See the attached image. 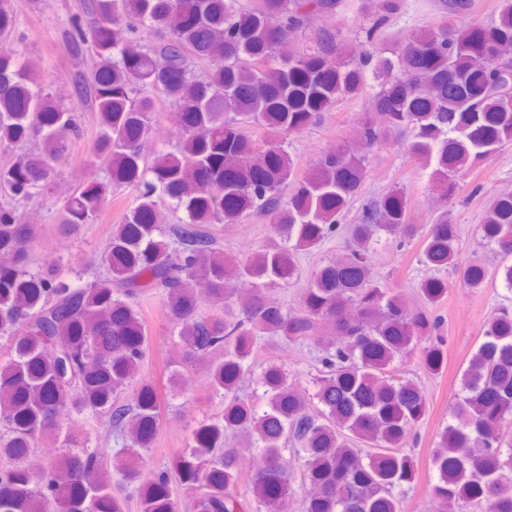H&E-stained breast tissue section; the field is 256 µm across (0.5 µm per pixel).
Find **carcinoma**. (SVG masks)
<instances>
[{"label":"carcinoma","mask_w":512,"mask_h":512,"mask_svg":"<svg viewBox=\"0 0 512 512\" xmlns=\"http://www.w3.org/2000/svg\"><path fill=\"white\" fill-rule=\"evenodd\" d=\"M399 0H356V33L371 49L355 56L338 31L320 28L297 44L313 17L334 19L347 0H78L60 39L75 64L74 96L98 114L94 152L111 180L92 178L67 198L62 222L94 223L115 187L135 191L103 249V271L74 279L38 262V226L16 203L37 197L77 132L73 109L38 86L24 54L1 45L15 30L0 0V147L30 139L37 150L0 165V512H125L118 487H132L141 512H288L295 495L288 454L304 468L302 512H402L395 490L416 478L402 451L427 412L421 385L400 373L420 353L424 369L445 365L435 312L448 294L440 272L471 288L481 263L459 261L460 228L448 199L466 172L512 143V0L487 27L441 24L398 40L391 55L372 45ZM461 17L470 0H442ZM376 84L355 144L322 152L306 174L283 140L321 113ZM177 129L172 150L146 159L158 102ZM409 131L407 149L430 169L444 209L427 231L410 222L405 195L387 191L344 223L369 151ZM183 212L164 221L162 205ZM264 216L276 238L239 261L224 253L216 224ZM512 288V195L496 197L480 224ZM345 235L348 253L318 268L293 308L277 289L301 277L299 256ZM424 235L432 274L418 301L388 287L370 265L375 245ZM205 288H198V283ZM162 299L183 377L200 360L220 397L219 418L198 421L169 466L147 470L162 423L159 394L142 379L150 336L140 299ZM315 343L322 351L314 392L288 382L275 363L259 366L258 345ZM116 429L125 454L109 459L66 427ZM56 456L32 462L41 447ZM261 463L243 476L239 458ZM440 512H512V312L488 319L462 372L448 423L431 452ZM182 490L177 497L174 487Z\"/></svg>","instance_id":"obj_1"}]
</instances>
